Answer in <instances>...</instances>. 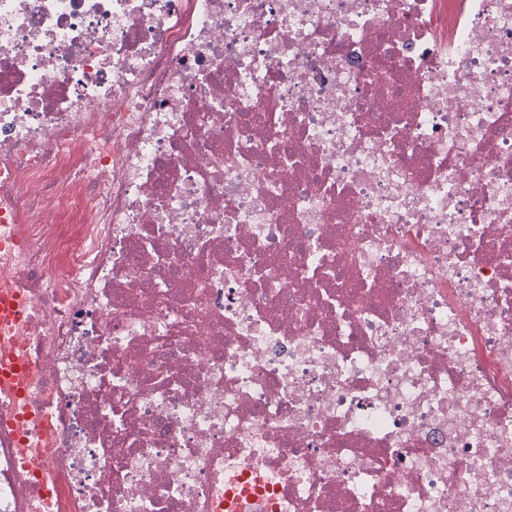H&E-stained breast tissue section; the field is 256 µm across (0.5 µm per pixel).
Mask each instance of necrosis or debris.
Listing matches in <instances>:
<instances>
[{
  "label": "necrosis or debris",
  "instance_id": "necrosis-or-debris-1",
  "mask_svg": "<svg viewBox=\"0 0 512 512\" xmlns=\"http://www.w3.org/2000/svg\"><path fill=\"white\" fill-rule=\"evenodd\" d=\"M0 224V512H512V0H0ZM82 214L76 198L63 200L56 209L55 224L48 225V234L55 244L56 262L60 268L69 266L72 254L80 244ZM26 302L21 294H0V326L16 323L26 315ZM27 372V366L22 363L0 365V385L3 387L5 397L23 393Z\"/></svg>",
  "mask_w": 512,
  "mask_h": 512
}]
</instances>
